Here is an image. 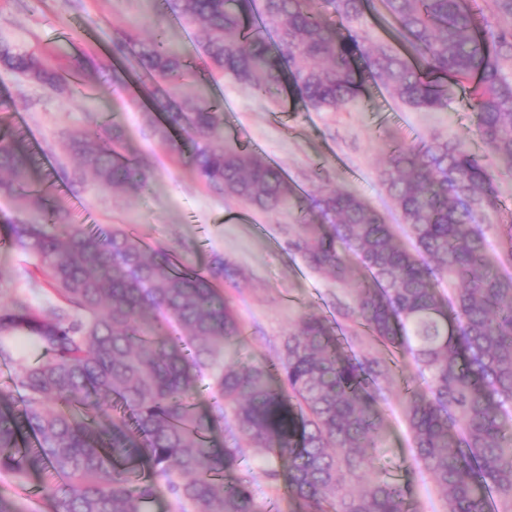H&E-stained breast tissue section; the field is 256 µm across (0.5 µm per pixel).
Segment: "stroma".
Wrapping results in <instances>:
<instances>
[{"label":"stroma","instance_id":"1","mask_svg":"<svg viewBox=\"0 0 512 512\" xmlns=\"http://www.w3.org/2000/svg\"><path fill=\"white\" fill-rule=\"evenodd\" d=\"M159 26L167 27L210 98L223 99L225 146L264 154L300 192L317 195L346 188L385 223L396 224L400 217L379 179L392 143L442 136L464 138L479 154L484 147L455 86L449 89L447 109L440 111L409 108L369 82L346 106L316 112L293 101L289 93L276 100L213 73L189 31L160 15L153 0H0V42L62 62L85 53L99 65L97 72L71 77L69 90L63 92L0 68V99L11 103L5 122L26 125L33 139L47 147L50 165L68 171L75 163L62 149L66 132L91 130L99 123L119 125L153 175L148 188L138 194L102 191L90 184L68 193L66 203L75 220L125 226L153 248H189L190 260L200 268L222 257L237 273L222 291L241 323L239 350L262 362L273 357L303 315L335 317L338 304L350 303L352 287L312 271L289 250L288 234L298 224L293 212H259L206 188L152 135L143 104L133 100L134 90L102 92L100 78L112 74L115 33L146 36ZM32 269L26 255L0 249V306L24 288ZM393 360L388 401L379 407L386 433L373 451L375 466L389 480L411 484L413 512H444V501L411 446L402 416L406 387L424 386L425 380L409 359L397 354ZM263 468L261 455L247 448L236 473L251 475L256 498L271 502L273 512H301L284 483H271Z\"/></svg>","mask_w":512,"mask_h":512}]
</instances>
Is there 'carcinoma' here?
Here are the masks:
<instances>
[{"instance_id": "1", "label": "carcinoma", "mask_w": 512, "mask_h": 512, "mask_svg": "<svg viewBox=\"0 0 512 512\" xmlns=\"http://www.w3.org/2000/svg\"><path fill=\"white\" fill-rule=\"evenodd\" d=\"M380 2L394 43L363 31L370 0L160 7L220 74L268 94L289 80L316 111L353 100L365 76L425 111L448 107V86L465 87L477 135L512 169V0H483L476 13L461 0ZM113 47L106 87L142 75L157 83L146 117L201 184L263 212L296 211L288 247L338 283L351 274L346 253L357 258L369 281L353 289L351 315L426 377L425 388L406 390L403 415L446 512H491L492 492L512 510V224L490 220L500 201L483 158L458 138L390 146L380 178L409 251L355 192L312 199L261 153L216 147L224 111L204 91L172 107L170 91L195 80L167 29L122 32ZM0 62L43 86L67 83L51 57L16 44L0 43ZM64 148L80 161L70 189L89 179L143 190L151 180L118 126L76 129ZM45 158L25 126L0 131V194L16 206L8 243L39 272L0 308V364L16 368L0 390L1 476L45 475L48 512H148L160 481L182 512H266L250 479L224 481L248 445L264 453L269 480L286 476L304 512H411L410 486L365 477L369 449L384 439L386 361L339 356V325L314 316L274 359L241 357V324L219 289L232 276L224 261L201 271L122 227L73 223ZM205 378L217 399L210 417L194 402ZM223 419L236 431L219 446L211 433ZM346 474L357 491H343Z\"/></svg>"}]
</instances>
